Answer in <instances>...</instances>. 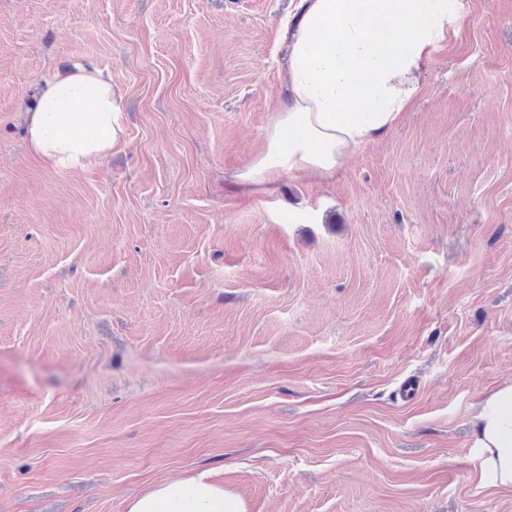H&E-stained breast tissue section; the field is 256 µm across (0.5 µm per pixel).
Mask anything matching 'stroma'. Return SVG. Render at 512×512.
Listing matches in <instances>:
<instances>
[{
    "instance_id": "1",
    "label": "stroma",
    "mask_w": 512,
    "mask_h": 512,
    "mask_svg": "<svg viewBox=\"0 0 512 512\" xmlns=\"http://www.w3.org/2000/svg\"><path fill=\"white\" fill-rule=\"evenodd\" d=\"M466 2L394 131L248 195L299 0H0V512L203 470L247 512H512L471 462L512 382V0ZM81 59L125 144L54 170L23 114Z\"/></svg>"
}]
</instances>
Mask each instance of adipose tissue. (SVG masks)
I'll return each mask as SVG.
<instances>
[{
	"mask_svg": "<svg viewBox=\"0 0 512 512\" xmlns=\"http://www.w3.org/2000/svg\"><path fill=\"white\" fill-rule=\"evenodd\" d=\"M466 0H300L288 46L286 102L261 152L235 173L267 191L281 175L327 180L348 155L391 132L409 112L427 62L455 39ZM90 106L92 134H69L76 99ZM123 96L90 61L55 69L26 119L29 149L46 166L86 168L125 141ZM474 473L480 486L512 489V382L485 395L477 412ZM128 512H246L201 473L166 481L131 500Z\"/></svg>",
	"mask_w": 512,
	"mask_h": 512,
	"instance_id": "1",
	"label": "adipose tissue"
}]
</instances>
